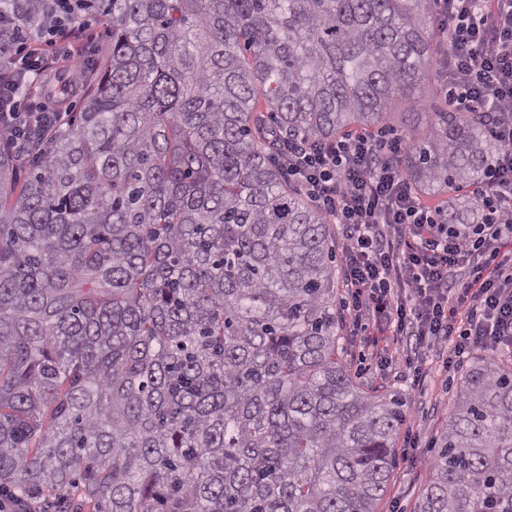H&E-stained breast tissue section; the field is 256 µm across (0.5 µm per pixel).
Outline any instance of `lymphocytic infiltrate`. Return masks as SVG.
I'll return each mask as SVG.
<instances>
[{"label": "lymphocytic infiltrate", "instance_id": "lymphocytic-infiltrate-1", "mask_svg": "<svg viewBox=\"0 0 512 512\" xmlns=\"http://www.w3.org/2000/svg\"><path fill=\"white\" fill-rule=\"evenodd\" d=\"M437 76L459 111L488 116L498 150L470 188L473 223L447 228L406 177L407 137L360 131L283 143L289 179L341 228L353 325L456 354L512 352V0H438Z\"/></svg>", "mask_w": 512, "mask_h": 512}]
</instances>
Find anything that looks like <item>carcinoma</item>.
I'll list each match as a JSON object with an SVG mask.
<instances>
[{
	"label": "carcinoma",
	"instance_id": "obj_1",
	"mask_svg": "<svg viewBox=\"0 0 512 512\" xmlns=\"http://www.w3.org/2000/svg\"><path fill=\"white\" fill-rule=\"evenodd\" d=\"M437 0H0V87L83 111L0 135V493L89 512H376L403 398L339 347L331 221L283 137L408 132L473 221L485 113L428 111ZM110 24L103 74L26 37ZM35 163L23 182L15 171ZM415 512H512V364L462 375ZM45 51L46 49L39 40L26 38L16 44L10 62L14 67L20 65V69L28 70L30 58L39 53L44 54Z\"/></svg>",
	"mask_w": 512,
	"mask_h": 512
}]
</instances>
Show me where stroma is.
Wrapping results in <instances>:
<instances>
[{
    "label": "stroma",
    "instance_id": "1",
    "mask_svg": "<svg viewBox=\"0 0 512 512\" xmlns=\"http://www.w3.org/2000/svg\"><path fill=\"white\" fill-rule=\"evenodd\" d=\"M55 49H79L83 69H105L112 53V38L105 19L91 17L84 33L55 38ZM340 345L352 375L358 381L400 393L406 403V420L396 441L392 474L377 512H414L428 479V462L448 422L463 372L483 356L473 351L455 359L450 345L414 349L386 335L344 322Z\"/></svg>",
    "mask_w": 512,
    "mask_h": 512
}]
</instances>
